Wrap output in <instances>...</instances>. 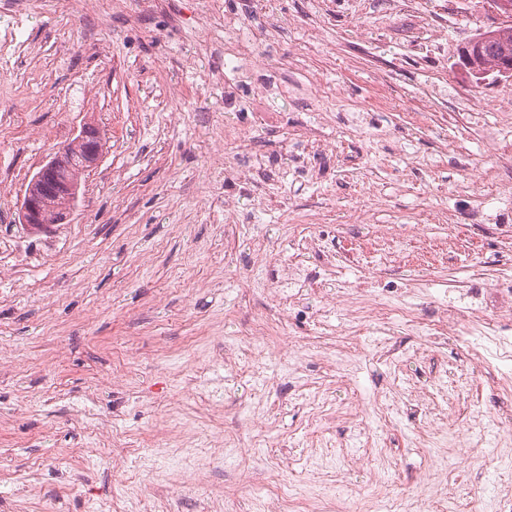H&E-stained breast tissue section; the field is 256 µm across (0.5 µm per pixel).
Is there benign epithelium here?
<instances>
[{
    "label": "benign epithelium",
    "instance_id": "7a95c632",
    "mask_svg": "<svg viewBox=\"0 0 512 512\" xmlns=\"http://www.w3.org/2000/svg\"><path fill=\"white\" fill-rule=\"evenodd\" d=\"M102 156V134L92 124L82 127L75 142L43 165L29 183L21 205L22 223L42 229L65 221L74 208L82 174Z\"/></svg>",
    "mask_w": 512,
    "mask_h": 512
}]
</instances>
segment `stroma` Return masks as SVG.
Returning a JSON list of instances; mask_svg holds the SVG:
<instances>
[{
	"label": "stroma",
	"instance_id": "35a3bbf8",
	"mask_svg": "<svg viewBox=\"0 0 512 512\" xmlns=\"http://www.w3.org/2000/svg\"><path fill=\"white\" fill-rule=\"evenodd\" d=\"M440 2L423 0L418 17L398 0H266L259 13L248 0H0V512H37L17 495L24 484L65 496L70 512H107L116 495L123 512H151L152 487L182 483L181 459L200 483L223 488L229 512H258L234 485L233 463L211 456L220 435L246 438V463L287 467L295 489L324 473L367 494L379 477L437 508L451 487L467 494L469 512H485L494 482L512 486V442L495 419L512 388L484 385L469 403L476 448L425 447L407 414L422 383L431 403L447 404L465 340L396 322L367 328L360 353L335 371L298 353L304 337L328 343L344 328L353 284L400 289L430 319L473 273L470 252L455 250L441 276L406 262L380 284L350 261L343 231L421 224L441 239L443 214L479 198L480 176L496 163L481 129L512 139L499 80L458 65L460 48L497 19L493 0H454L434 54L420 56L412 38ZM228 86L239 96L230 110ZM381 99L396 109L378 108ZM403 108L472 112L478 133L464 138L453 121L421 129ZM255 112L270 125L236 142ZM346 120L356 127L340 143ZM89 121L105 148L73 213L45 230L22 224L33 175ZM283 123L322 129L324 147L306 152ZM445 141L464 161L440 155ZM260 163L276 174L256 191L225 187L226 165ZM317 207L338 228L334 275L304 291L268 347L245 344L231 364L214 363L218 346L289 292L253 266L252 245L266 241L287 261L295 224ZM229 210L237 224L225 225ZM325 395L338 415L329 448L311 419ZM161 420L191 445L154 447ZM99 430L134 445L121 469L102 452L55 484L64 449ZM143 446L150 456L138 455ZM489 455L498 468L486 476Z\"/></svg>",
	"mask_w": 512,
	"mask_h": 512
}]
</instances>
